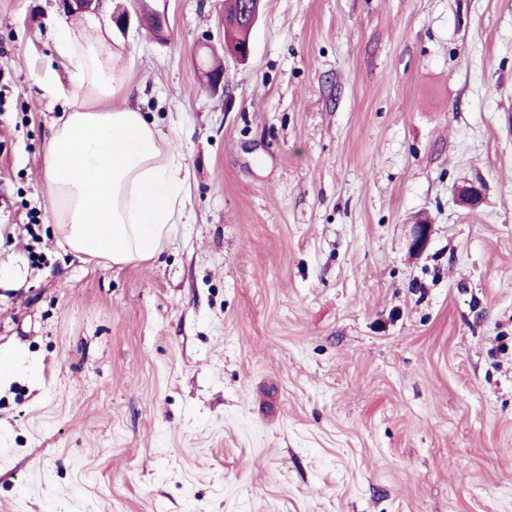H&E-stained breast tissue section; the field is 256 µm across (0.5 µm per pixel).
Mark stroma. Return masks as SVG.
Segmentation results:
<instances>
[{"instance_id": "35a3bbf8", "label": "stroma", "mask_w": 512, "mask_h": 512, "mask_svg": "<svg viewBox=\"0 0 512 512\" xmlns=\"http://www.w3.org/2000/svg\"><path fill=\"white\" fill-rule=\"evenodd\" d=\"M120 4L192 219L62 246L65 12L0 0V512H512V0H263L216 92L224 0Z\"/></svg>"}]
</instances>
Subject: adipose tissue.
<instances>
[{
	"label": "adipose tissue",
	"mask_w": 512,
	"mask_h": 512,
	"mask_svg": "<svg viewBox=\"0 0 512 512\" xmlns=\"http://www.w3.org/2000/svg\"><path fill=\"white\" fill-rule=\"evenodd\" d=\"M95 15L60 21L56 50L68 63V110L44 154L50 212L71 252L116 265L158 254L188 223L186 167L131 100L128 55Z\"/></svg>",
	"instance_id": "1"
}]
</instances>
